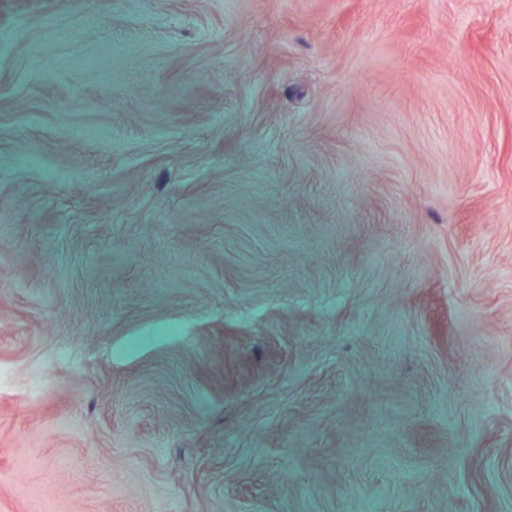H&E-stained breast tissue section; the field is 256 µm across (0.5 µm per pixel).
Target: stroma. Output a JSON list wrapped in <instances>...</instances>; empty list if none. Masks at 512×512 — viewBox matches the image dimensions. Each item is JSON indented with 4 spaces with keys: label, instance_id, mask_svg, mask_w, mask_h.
<instances>
[{
    "label": "stroma",
    "instance_id": "stroma-1",
    "mask_svg": "<svg viewBox=\"0 0 512 512\" xmlns=\"http://www.w3.org/2000/svg\"><path fill=\"white\" fill-rule=\"evenodd\" d=\"M512 512V0H0V512Z\"/></svg>",
    "mask_w": 512,
    "mask_h": 512
}]
</instances>
